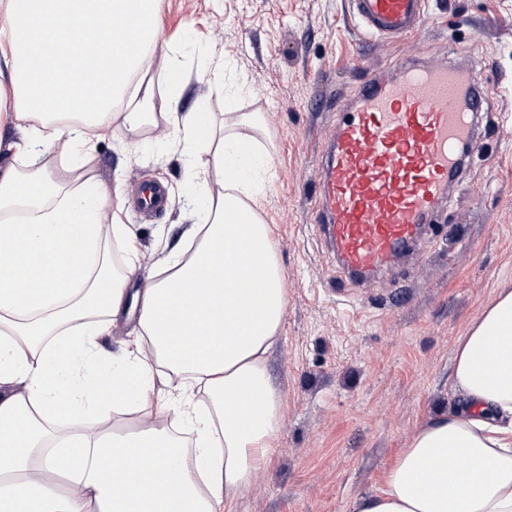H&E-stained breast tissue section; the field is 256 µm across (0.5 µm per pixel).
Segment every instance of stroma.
Masks as SVG:
<instances>
[{"label": "stroma", "instance_id": "35a3bbf8", "mask_svg": "<svg viewBox=\"0 0 512 512\" xmlns=\"http://www.w3.org/2000/svg\"><path fill=\"white\" fill-rule=\"evenodd\" d=\"M427 13L417 32L387 42L363 37L349 0L160 2L154 112L177 62L188 83L181 111L261 113L257 141L271 164L258 212L286 296L266 361L278 432L234 512H352L375 494L412 438L463 403L450 383L456 341L512 289V0H428ZM449 60L484 81L480 147L418 255L355 284L310 222L337 111L354 107L370 69L391 79L409 61ZM94 168L136 236L141 268L172 254L205 195L173 131L103 123ZM152 180L169 202L147 218L130 191Z\"/></svg>", "mask_w": 512, "mask_h": 512}]
</instances>
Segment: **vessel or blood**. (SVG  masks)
I'll return each instance as SVG.
<instances>
[{
	"mask_svg": "<svg viewBox=\"0 0 512 512\" xmlns=\"http://www.w3.org/2000/svg\"><path fill=\"white\" fill-rule=\"evenodd\" d=\"M351 8L365 36L398 39L422 25L425 0H351ZM482 102L481 83L450 64L408 66L398 82L366 77L328 144L311 212L345 272L386 270L420 239L463 167L462 147L479 145ZM132 197L156 212L167 190L147 181Z\"/></svg>",
	"mask_w": 512,
	"mask_h": 512,
	"instance_id": "1",
	"label": "vessel or blood"
}]
</instances>
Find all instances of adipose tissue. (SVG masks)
<instances>
[{
    "label": "adipose tissue",
    "mask_w": 512,
    "mask_h": 512,
    "mask_svg": "<svg viewBox=\"0 0 512 512\" xmlns=\"http://www.w3.org/2000/svg\"><path fill=\"white\" fill-rule=\"evenodd\" d=\"M159 34V0H0V512H230L277 435L265 362L286 297L257 211L263 119L180 111L175 74L150 112ZM159 119L219 190L184 233L189 256L149 269L135 338L106 359L139 259L114 276L108 241L134 234L91 168L94 127ZM452 380L464 404L354 512H512V290L458 339ZM168 390L180 436L153 422ZM118 409L137 411L130 431L111 426Z\"/></svg>",
    "instance_id": "adipose-tissue-1"
}]
</instances>
